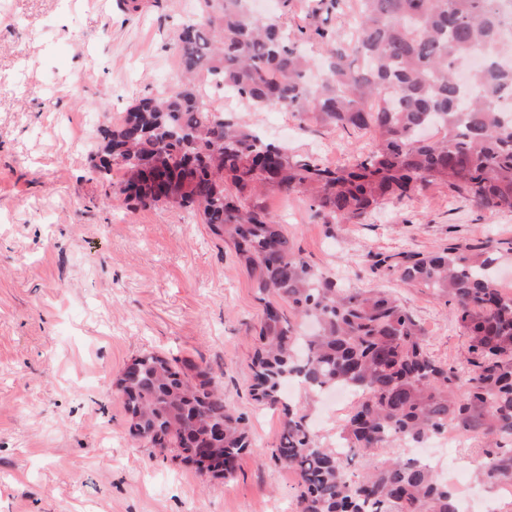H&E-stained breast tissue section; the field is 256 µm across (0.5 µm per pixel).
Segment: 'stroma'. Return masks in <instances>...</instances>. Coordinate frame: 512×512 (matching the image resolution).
I'll list each match as a JSON object with an SVG mask.
<instances>
[{
    "label": "stroma",
    "instance_id": "1",
    "mask_svg": "<svg viewBox=\"0 0 512 512\" xmlns=\"http://www.w3.org/2000/svg\"><path fill=\"white\" fill-rule=\"evenodd\" d=\"M0 0V512H300L296 474L271 457L279 410L250 394L263 306L232 245L193 212L137 209L95 180L101 128L181 75L172 44L196 0ZM201 92L289 153L328 166L371 144L278 108ZM294 248L349 290L387 291L420 326L429 356L462 365L468 337L432 290L372 270L448 244L512 241V211L473 208L434 182L326 230L304 195L260 198ZM219 376L253 446L233 478L164 461L129 432L113 384L146 351ZM292 400L334 446L351 400L324 413Z\"/></svg>",
    "mask_w": 512,
    "mask_h": 512
}]
</instances>
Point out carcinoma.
Returning <instances> with one entry per match:
<instances>
[{"label":"carcinoma","mask_w":512,"mask_h":512,"mask_svg":"<svg viewBox=\"0 0 512 512\" xmlns=\"http://www.w3.org/2000/svg\"><path fill=\"white\" fill-rule=\"evenodd\" d=\"M198 2L174 44L183 78L101 130L92 172L110 184L112 166L128 170L118 193L136 206L161 202L168 185L250 272L264 304L251 393L282 406L272 457L297 473L301 512H459L455 487L415 458L350 471L401 441L421 448L449 431L483 440L473 449L483 459L479 481L512 484V295L492 276L512 245L460 241L399 265L401 279L442 297L467 333L468 367H445L395 300L347 291L315 271L252 202L267 187L294 191L324 224H350L386 197L439 181L477 209L512 211V107L502 106L512 99V59L499 50L512 39V0H354L350 37L328 26L340 0H307L305 24L294 30L296 0H280L273 17L254 14L250 0ZM311 40L324 46L319 84L309 80ZM475 54L482 64L462 83L458 73ZM200 76L256 108L368 135L372 146L336 168L293 155L206 106ZM437 123L441 136L422 135ZM292 380L316 394L342 386L359 396L341 433L344 457L283 401ZM117 381L132 436L165 460L233 476L251 442L209 371L146 351Z\"/></svg>","instance_id":"1"}]
</instances>
